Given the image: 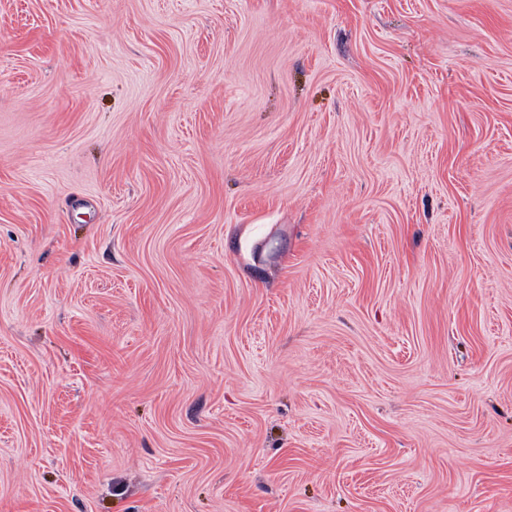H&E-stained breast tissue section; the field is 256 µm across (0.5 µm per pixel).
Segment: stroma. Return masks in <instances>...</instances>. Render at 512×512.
<instances>
[{"label": "stroma", "instance_id": "stroma-1", "mask_svg": "<svg viewBox=\"0 0 512 512\" xmlns=\"http://www.w3.org/2000/svg\"><path fill=\"white\" fill-rule=\"evenodd\" d=\"M0 512H512V0H0Z\"/></svg>", "mask_w": 512, "mask_h": 512}]
</instances>
